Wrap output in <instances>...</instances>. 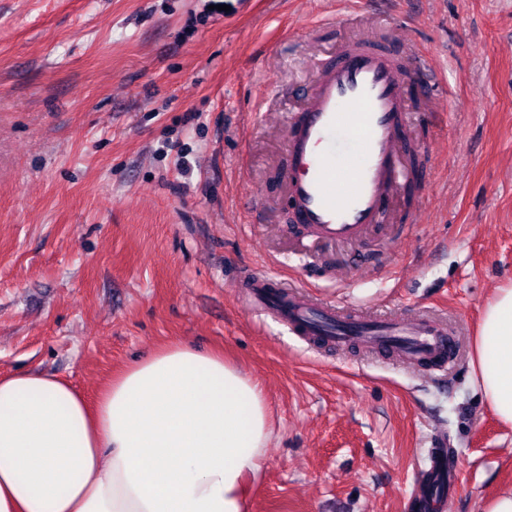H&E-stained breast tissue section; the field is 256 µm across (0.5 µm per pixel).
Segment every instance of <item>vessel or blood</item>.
I'll return each mask as SVG.
<instances>
[{
	"label": "vessel or blood",
	"instance_id": "1",
	"mask_svg": "<svg viewBox=\"0 0 512 512\" xmlns=\"http://www.w3.org/2000/svg\"><path fill=\"white\" fill-rule=\"evenodd\" d=\"M414 79L431 84L436 75L400 47L359 44L316 67L307 104L289 121L284 167L297 219L318 240L359 246L375 227L396 223L393 204L411 178L407 92ZM247 281L253 308L305 336L333 327L326 343L339 349L357 342L424 366L456 348L455 328L431 317H351L301 291L274 289L265 272L252 271Z\"/></svg>",
	"mask_w": 512,
	"mask_h": 512
}]
</instances>
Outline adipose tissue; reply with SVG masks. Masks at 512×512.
Wrapping results in <instances>:
<instances>
[{"instance_id":"obj_1","label":"adipose tissue","mask_w":512,"mask_h":512,"mask_svg":"<svg viewBox=\"0 0 512 512\" xmlns=\"http://www.w3.org/2000/svg\"><path fill=\"white\" fill-rule=\"evenodd\" d=\"M468 366L512 427V288L487 303ZM272 433L261 383L182 343L93 402L54 375L0 374V512H248Z\"/></svg>"}]
</instances>
